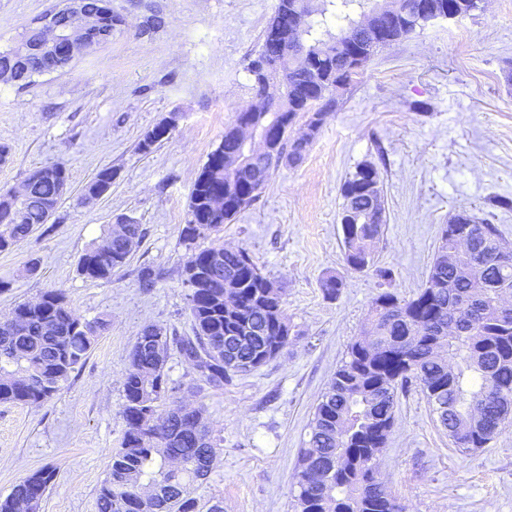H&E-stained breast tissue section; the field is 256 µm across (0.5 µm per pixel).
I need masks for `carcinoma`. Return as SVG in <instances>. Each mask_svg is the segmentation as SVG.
<instances>
[{
    "mask_svg": "<svg viewBox=\"0 0 512 512\" xmlns=\"http://www.w3.org/2000/svg\"><path fill=\"white\" fill-rule=\"evenodd\" d=\"M109 14L103 36L112 38L119 18L110 0H91ZM378 0H323L319 17L292 32L306 56L290 59L271 44L269 35L285 28L293 7L310 10L305 0H278L269 16L258 52L249 59L255 96L263 97L264 80L258 58L279 70L289 88L281 106L312 112L288 113V123L273 155L254 167H236L244 132L233 120L224 138L198 172L189 198V220L181 231L193 244L204 230L219 231L262 194L281 165H295L320 130L327 113L336 109V86L357 76L336 59V37L348 32L356 19ZM338 22L336 33L326 29V13ZM409 28L390 31L373 43L360 39L364 57L413 34ZM306 131L291 136L298 118ZM165 121L146 131L142 153L168 136ZM44 176L16 197L0 193V252L47 223L62 199L59 185L68 181L60 164L43 167ZM379 174L371 162L359 164L340 187L338 213L344 263L354 272L373 270L384 282L392 271L375 265L373 247L385 231L383 189L371 218L359 213L367 206L364 193L369 174ZM113 172L100 170L87 183L84 197L100 198L112 188ZM120 228L108 229L81 255L79 274L90 281L109 280L122 268L143 239L142 226L117 218ZM465 228L463 224L453 226ZM452 226L441 230L437 254L423 286L410 298L384 290L372 300L367 328L351 342L320 396L309 423L308 439L300 449L296 469L294 512H405V507L377 477L376 462L387 447L399 395L416 381L437 421L456 449L467 454L485 448L512 422V321L502 320L500 287H512V250L503 246L497 225L474 219L468 228L471 257L455 250ZM213 248H193L182 276L191 287L188 313L192 335L169 336L156 324L144 326L128 353L123 380L122 448L112 455L110 472L98 490V512H143V495L155 512H224V501L196 495L207 479L220 446L207 426L203 407L187 412L173 394L165 367L170 347L191 363L200 380L221 389L234 374L224 370V356L238 359L245 372L273 359L271 352L289 344L291 326L284 321L283 298L244 248L227 249L223 263L210 272ZM484 265L479 279L468 277L470 259ZM108 323L87 320L69 306L60 289L23 301L0 320V402L39 405L53 398L83 364ZM56 469L45 466L19 481L0 500V512H38L54 482Z\"/></svg>",
    "mask_w": 512,
    "mask_h": 512,
    "instance_id": "cac0c4a2",
    "label": "carcinoma"
}]
</instances>
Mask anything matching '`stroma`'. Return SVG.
<instances>
[{
    "instance_id": "stroma-1",
    "label": "stroma",
    "mask_w": 512,
    "mask_h": 512,
    "mask_svg": "<svg viewBox=\"0 0 512 512\" xmlns=\"http://www.w3.org/2000/svg\"><path fill=\"white\" fill-rule=\"evenodd\" d=\"M61 0H0V47ZM278 0H111L121 22L109 42L70 67L23 86L0 83V190L19 188L37 167L63 165L69 190L47 224L0 253V317L19 302L64 290L86 319L108 322L82 367L40 405L0 403V498L45 466L57 471L39 512H98L97 493L120 448L127 355L144 325L190 334L189 290L181 238L189 194L208 154L254 92L246 70ZM163 24L145 33L151 15ZM179 123L151 153L144 133L171 113ZM376 163L386 228L377 266L391 269L392 290L410 297L425 282L443 224L460 209L498 224L512 241V0L394 43L365 64L326 115L302 161L283 166L262 196L199 247L245 248L284 292L295 336L273 360L223 389L171 351V380L197 386L221 453L202 498L224 512H293L298 452L319 397L365 328L381 290L373 271H347L337 213L340 185L362 162ZM115 172L104 197L86 200L85 184ZM125 216L145 236L108 281L77 266L88 244ZM36 272H29L31 261ZM151 271L153 287L141 285ZM342 276L337 298L322 288ZM381 478L408 512H512V426L489 447L463 455L430 413L419 385L401 395Z\"/></svg>"
}]
</instances>
